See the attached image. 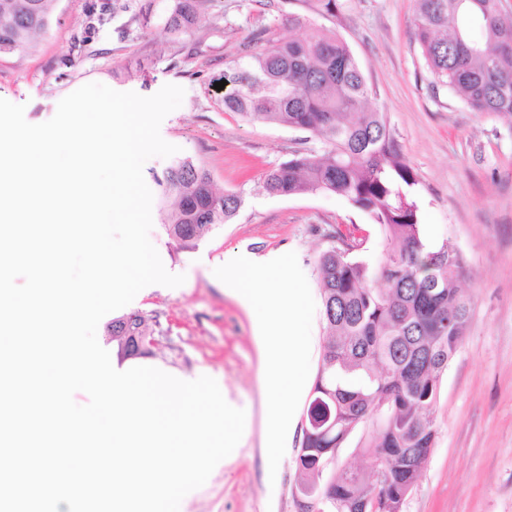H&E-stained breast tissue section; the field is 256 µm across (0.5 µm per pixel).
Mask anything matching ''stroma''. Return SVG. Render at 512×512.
Instances as JSON below:
<instances>
[{
  "label": "stroma",
  "mask_w": 512,
  "mask_h": 512,
  "mask_svg": "<svg viewBox=\"0 0 512 512\" xmlns=\"http://www.w3.org/2000/svg\"><path fill=\"white\" fill-rule=\"evenodd\" d=\"M105 0H58L52 26L34 51L0 56V99L25 107L29 123L51 119L59 101L96 82L143 96L174 84L179 108L162 122L165 141L211 174L218 192L240 195L231 223L214 227L196 246L182 247L153 209L152 239L162 261L184 275L176 288L159 286L125 306L153 329L143 365L182 377L214 378L222 394L246 412L235 456L185 498V512H297L293 437L270 473L266 448L265 368L253 333L254 315L225 294L214 268L229 251L296 253L313 298H320L318 255L343 235L359 258L384 248L378 225L348 199L331 193L272 196L262 188L271 167L297 153L320 152L309 131L251 124L225 111L214 87L254 28L273 17L288 36L298 15L346 41L371 89L369 104L384 112L406 163L423 235L449 242L461 255L460 285L472 314L445 372L433 407L437 438L403 512H512V118L469 110L452 90L433 83L413 38L414 0H221L183 44L168 38L163 14L170 0H122L125 11L90 24Z\"/></svg>",
  "instance_id": "1"
}]
</instances>
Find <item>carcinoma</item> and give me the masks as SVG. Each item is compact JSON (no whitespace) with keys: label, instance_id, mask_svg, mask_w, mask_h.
Listing matches in <instances>:
<instances>
[{"label":"carcinoma","instance_id":"cac0c4a2","mask_svg":"<svg viewBox=\"0 0 512 512\" xmlns=\"http://www.w3.org/2000/svg\"><path fill=\"white\" fill-rule=\"evenodd\" d=\"M215 0H173L165 29L174 42L190 35ZM416 40L435 83L455 91L473 112L512 116V10L505 0H414ZM56 0H0V56L36 47L53 21ZM302 38L277 37L262 26L224 68V110L251 124L307 130L325 144L269 169L270 195L334 193L378 224L387 241L379 266L331 246L317 259L324 340L312 399L330 412L336 432L304 436L297 484L319 478L318 457L341 447L360 425L375 436L360 455L383 459L384 495L403 504L434 448L433 406L448 362L469 319L458 285L461 258L422 236L415 177L384 113L370 109V89L347 43L300 16ZM167 236L194 244L236 216L241 197L215 191L209 172L189 159L156 178ZM381 278L383 287L372 285ZM150 336L139 318L112 337ZM324 512H383L375 486L355 471L336 473Z\"/></svg>","mask_w":512,"mask_h":512}]
</instances>
